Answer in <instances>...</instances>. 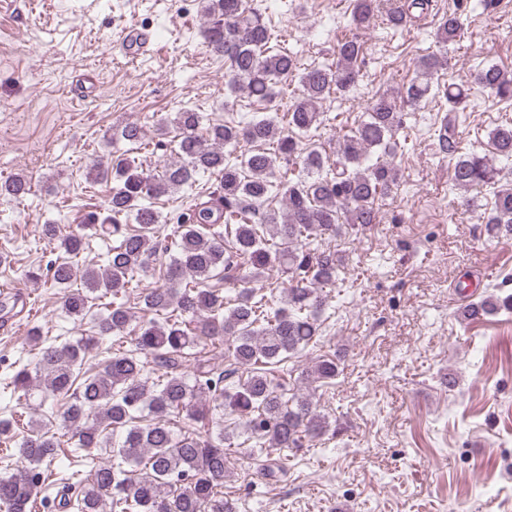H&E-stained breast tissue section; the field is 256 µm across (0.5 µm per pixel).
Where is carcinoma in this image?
<instances>
[{
    "mask_svg": "<svg viewBox=\"0 0 512 512\" xmlns=\"http://www.w3.org/2000/svg\"><path fill=\"white\" fill-rule=\"evenodd\" d=\"M209 23V50L224 57L227 88L224 105L245 93L259 103L283 95L288 79L297 78L300 94L289 97L283 115H255L249 121L212 123L186 108L164 119L151 153L163 149L162 137L175 131L177 150L161 173L135 161L107 171L95 167L88 179L112 178V192L102 211L62 234L45 224L43 235L56 243L57 259L26 278L52 282L63 290L65 314L94 321L97 335L77 341L49 340L30 331L37 346L34 367L22 366L11 379L13 395L39 408L49 401L59 413V426L78 449L112 448L118 463L93 464L78 480L80 494L69 497L62 486L61 509L77 512H236L220 488L226 471V449L233 435L224 415L241 421L253 447L293 449L326 432L328 417L312 397L286 396V383L275 367L306 349L320 336L326 297L344 259L336 252L311 248L313 241L336 236L347 228L378 223V202L391 195L398 173L387 161L370 162L376 148L390 154L403 125L397 102L414 108L424 99L442 97L448 113L441 119L438 147L455 156L451 181L461 190L495 183L492 159L472 152L456 154L458 113L470 93L462 85H441L434 75L440 57L421 58L417 74L400 99L380 94L366 119L342 136L336 162L302 146V137L325 125L322 104L331 95L345 97L356 86L363 44L353 33L336 47V64L301 67L296 54L272 44L274 29L257 7L245 0H198ZM431 0L390 3L384 21L394 30L429 10ZM377 0H352L349 26L370 25ZM466 0L441 17L436 42L447 46L463 32ZM474 83L504 102L512 101V73L491 64L481 67ZM112 136L134 145L145 143V131L129 122ZM495 154L512 160V124L490 133ZM301 164L293 176L288 163ZM216 177L212 190L191 199L172 225L160 232L162 196L191 191L198 178ZM30 180L15 175L0 181V197L20 200ZM281 206L273 207L276 199ZM138 227L132 228L127 219ZM491 237L512 236V188L496 191L494 204L482 216ZM114 237L104 263L80 267L74 258L90 235ZM276 270L286 277L278 307L250 287L255 276ZM159 274L164 284L141 292L140 312L126 297L138 275ZM235 295H224L227 286ZM112 296L105 303L103 298ZM512 310V295L489 294L464 306L465 320H480ZM133 336L134 348L108 352L101 367L83 369L85 355L106 336ZM226 342L232 367L220 368L205 355L206 346ZM334 357L315 362L307 373L314 382L336 378ZM219 413L217 432L173 430L175 419L204 422ZM59 439L41 421L18 443L16 459L0 474V512H32L42 486L53 476Z\"/></svg>",
    "mask_w": 512,
    "mask_h": 512,
    "instance_id": "cac0c4a2",
    "label": "carcinoma"
}]
</instances>
